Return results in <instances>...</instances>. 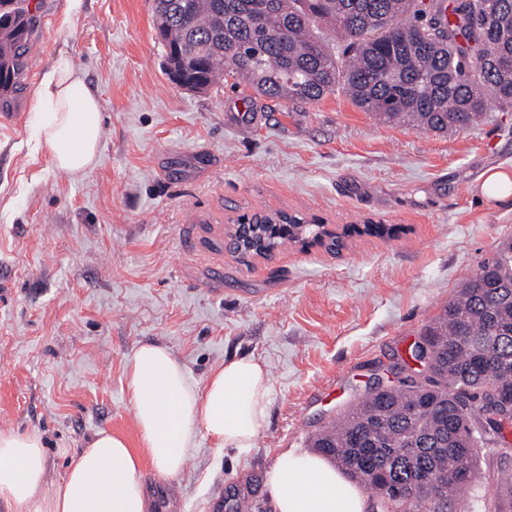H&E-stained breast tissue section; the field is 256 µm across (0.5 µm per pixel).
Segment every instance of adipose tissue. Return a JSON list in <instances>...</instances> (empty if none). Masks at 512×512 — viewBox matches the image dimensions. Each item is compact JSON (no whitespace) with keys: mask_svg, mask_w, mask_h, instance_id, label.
Returning a JSON list of instances; mask_svg holds the SVG:
<instances>
[{"mask_svg":"<svg viewBox=\"0 0 512 512\" xmlns=\"http://www.w3.org/2000/svg\"><path fill=\"white\" fill-rule=\"evenodd\" d=\"M40 140L56 166L79 176L97 161L98 98L82 70L61 62L37 90ZM130 402L146 456L107 430L96 432L45 494L46 457L40 435L0 430V502L9 512H148L142 462L162 477L180 474L199 434L218 448H248L266 416L269 379L251 358L229 361L197 387L164 345L138 346L127 361ZM275 512H366L362 488L317 454L282 451L268 474Z\"/></svg>","mask_w":512,"mask_h":512,"instance_id":"1","label":"adipose tissue"}]
</instances>
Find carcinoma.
<instances>
[{
  "label": "carcinoma",
  "instance_id": "obj_1",
  "mask_svg": "<svg viewBox=\"0 0 512 512\" xmlns=\"http://www.w3.org/2000/svg\"><path fill=\"white\" fill-rule=\"evenodd\" d=\"M154 0L158 27L197 64L177 86L206 90L224 74L256 94L315 102L340 88L392 125L465 129L495 102L512 112V0ZM34 26L29 0H0V107L22 91ZM339 35L343 58L323 29ZM430 373L367 393L313 447L372 493L368 512H438L476 501L479 452L505 444L496 398L512 394V238L466 279L421 332ZM392 475L401 501L367 477L359 457ZM495 512H512L499 480Z\"/></svg>",
  "mask_w": 512,
  "mask_h": 512
}]
</instances>
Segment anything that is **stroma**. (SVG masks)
<instances>
[{
	"label": "stroma",
	"instance_id": "35a3bbf8",
	"mask_svg": "<svg viewBox=\"0 0 512 512\" xmlns=\"http://www.w3.org/2000/svg\"><path fill=\"white\" fill-rule=\"evenodd\" d=\"M30 5L24 89L0 119V429L42 437L52 484L98 430L140 450L126 372L139 344L168 347L200 386L250 357L270 384L254 446L198 436L178 476L147 461L143 484L173 487L172 512H273L279 453L311 452L512 237V197L478 190L487 168L512 171V112L437 134L381 123L340 90L287 103L228 76L190 92L163 71L153 0ZM61 61L102 116L78 179L37 135L36 90ZM281 212L342 248L226 249L241 218Z\"/></svg>",
	"mask_w": 512,
	"mask_h": 512
}]
</instances>
